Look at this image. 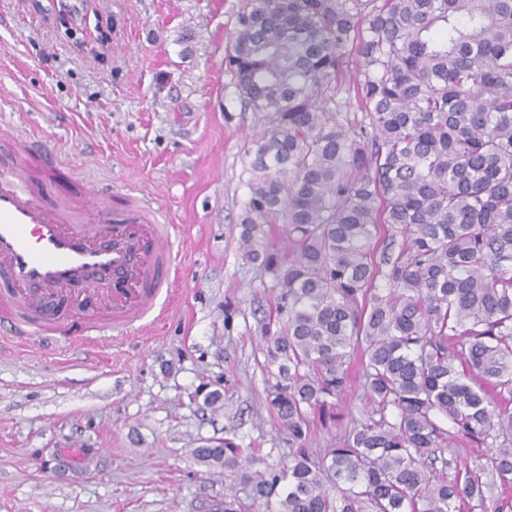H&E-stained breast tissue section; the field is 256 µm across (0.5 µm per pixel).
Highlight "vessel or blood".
<instances>
[{"label": "vessel or blood", "mask_w": 512, "mask_h": 512, "mask_svg": "<svg viewBox=\"0 0 512 512\" xmlns=\"http://www.w3.org/2000/svg\"><path fill=\"white\" fill-rule=\"evenodd\" d=\"M0 151L38 167L0 175V337L17 347L73 325L90 296L99 341L164 319L180 274L181 228L150 194L83 187L56 201L41 189L55 170L45 140L0 130Z\"/></svg>", "instance_id": "obj_1"}]
</instances>
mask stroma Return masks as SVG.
I'll return each mask as SVG.
<instances>
[{
    "mask_svg": "<svg viewBox=\"0 0 512 512\" xmlns=\"http://www.w3.org/2000/svg\"><path fill=\"white\" fill-rule=\"evenodd\" d=\"M243 5L105 0L93 56L0 0V127L54 144L76 180L155 194L184 228L163 322L92 349L70 333L0 351V512H224L228 494L267 512L239 473L192 456L221 439L273 474L294 451L262 371L272 278L242 260L236 227L257 131L224 63Z\"/></svg>",
    "mask_w": 512,
    "mask_h": 512,
    "instance_id": "obj_1",
    "label": "stroma"
}]
</instances>
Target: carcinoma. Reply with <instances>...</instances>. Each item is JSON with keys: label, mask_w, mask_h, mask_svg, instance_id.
I'll return each instance as SVG.
<instances>
[{"label": "carcinoma", "mask_w": 512, "mask_h": 512, "mask_svg": "<svg viewBox=\"0 0 512 512\" xmlns=\"http://www.w3.org/2000/svg\"><path fill=\"white\" fill-rule=\"evenodd\" d=\"M225 65L261 126L239 250L273 278L267 399L296 445L242 474L253 496L512 512V0H246ZM353 381L361 418L312 454ZM455 440L495 452L462 465Z\"/></svg>", "instance_id": "obj_1"}]
</instances>
